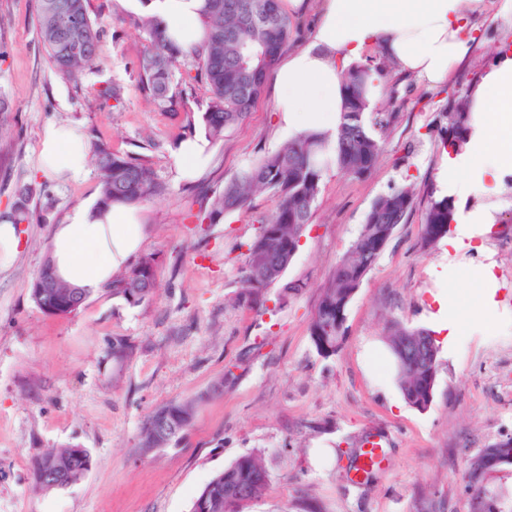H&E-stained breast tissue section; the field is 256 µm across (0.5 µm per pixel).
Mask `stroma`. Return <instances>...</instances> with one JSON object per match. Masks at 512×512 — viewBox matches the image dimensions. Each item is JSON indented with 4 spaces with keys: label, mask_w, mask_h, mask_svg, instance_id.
<instances>
[{
    "label": "stroma",
    "mask_w": 512,
    "mask_h": 512,
    "mask_svg": "<svg viewBox=\"0 0 512 512\" xmlns=\"http://www.w3.org/2000/svg\"><path fill=\"white\" fill-rule=\"evenodd\" d=\"M38 0H0V89L13 106V150L0 165V221L16 205L35 223L18 227L20 251L0 268V512H190L197 494L240 455L261 454L269 488L247 512H472L463 473L481 449L512 439V172L491 197V223L448 262L447 242L421 243V218L443 198L437 177L448 156L441 138L457 91L476 83L491 52L512 57V24L480 19L472 49L448 83L432 87L391 73L376 111L393 122L382 153L357 179L337 170L321 192L300 246L263 306L243 299L244 253L277 196L198 224L201 200L288 139L275 124L274 76L247 118L214 142L210 168L194 184L176 176L172 152L203 135L205 85L188 88L187 111L151 104L136 79L145 40L135 25L141 0H90L102 51L79 83L56 73L38 36ZM122 88L120 108L96 94ZM53 124L79 126L89 144L148 160L167 184L164 199L143 204V253L160 256L157 287L132 305L102 290L76 314L52 316L30 298L55 225L97 202V169L60 181L35 170L39 144ZM412 185L413 208L366 275L347 311L336 355L317 353L309 325L323 286L349 254L373 202ZM492 265L497 315L478 320L474 272ZM295 289L284 292V284ZM457 298L462 326L453 350H440L429 409L409 406L395 380L389 322L433 329L438 291ZM128 347L118 358L116 344ZM198 398L178 442L139 448L152 412ZM388 436L387 462L354 484L349 469L361 438ZM77 444L91 454L86 474L67 488L39 491L31 463L45 449Z\"/></svg>",
    "instance_id": "1"
}]
</instances>
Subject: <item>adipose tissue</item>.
Instances as JSON below:
<instances>
[{"mask_svg": "<svg viewBox=\"0 0 512 512\" xmlns=\"http://www.w3.org/2000/svg\"><path fill=\"white\" fill-rule=\"evenodd\" d=\"M203 0H147L166 37L188 50L207 37ZM485 0H318V24L306 47L281 59L275 74L274 110L289 134L321 133L335 143L344 110L346 68L379 55L406 74L431 84L445 82L471 49L474 21ZM472 131L447 161L448 196L493 195L501 173L512 170V59L492 65L469 98ZM89 145L69 124L45 131L37 171L48 178L80 180L88 172ZM179 179H194L212 152L206 140H182L173 153ZM145 238L133 205L74 207L55 225L50 266L59 281L94 295L109 285L139 252Z\"/></svg>", "mask_w": 512, "mask_h": 512, "instance_id": "ef3b65f1", "label": "adipose tissue"}]
</instances>
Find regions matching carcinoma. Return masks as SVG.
I'll return each mask as SVG.
<instances>
[{
  "mask_svg": "<svg viewBox=\"0 0 512 512\" xmlns=\"http://www.w3.org/2000/svg\"><path fill=\"white\" fill-rule=\"evenodd\" d=\"M89 0H38L37 27L40 40L55 70L64 78L79 82L92 70L99 56L101 36L89 13ZM202 21L207 41L195 55L186 56L169 42L161 22L150 15L140 19L146 46L138 59L139 82L147 89L152 102L162 112H179L187 108L181 84L175 82L176 71L190 63L196 77L207 86L208 97L202 120L206 136L213 141L241 124L260 96L266 73L278 61L288 42L292 24L281 10L279 0H204ZM391 64L382 59L372 67L356 66L346 71L345 112L336 131L335 155L327 154L321 134L302 132L277 151L259 157L252 166L230 180L224 190L206 199L205 208L196 215L200 223L213 224L226 214L243 209L257 193L272 191L278 197L276 208L261 222L259 232L248 244L243 274L250 289L251 302L259 304L261 292L277 283L284 262L291 255L290 244L302 236L310 223L312 210L321 191L325 172L337 170L361 177L370 172L380 157L391 123V113H367L366 78L374 70L382 79ZM468 94H462L448 111L446 131H460V137L441 139L443 146L456 151L463 146L471 130V115L465 111ZM94 163L100 177L98 204L138 205L164 196L167 187L151 163L144 159L96 147ZM414 203L410 186L394 189L378 198L369 210L350 254L332 272L322 288L320 301L309 325V335L316 351L324 357L336 355L346 335V312L364 278L375 265L380 252L374 241L387 244L398 225L404 223ZM448 199L432 201L421 220V240L426 248L435 247L448 235ZM160 258L141 256L112 280V295L130 304L148 298L156 285ZM71 286L57 283L52 292L41 294L31 288L30 296L43 312L69 316L72 311L61 306ZM431 333L423 328H409L394 323L387 334L393 356L397 382L405 402L426 410L434 399L439 346L427 341ZM196 400L170 402L156 409L141 431V441L150 438L153 417L166 414L175 425L173 440L182 437L191 425ZM91 465L87 449L69 445L52 449L32 463L34 483L44 490L45 470L54 469L62 476L80 479ZM497 469L494 455L482 449L470 458L465 469L466 489L473 501V512H502L498 494L486 483L488 473ZM268 486V475L257 453L239 456L216 474L195 497L191 512H246L261 498Z\"/></svg>",
  "mask_w": 512,
  "mask_h": 512,
  "instance_id": "obj_1",
  "label": "carcinoma"
}]
</instances>
